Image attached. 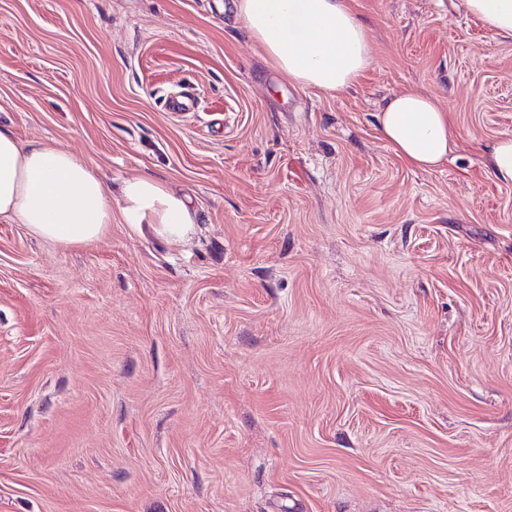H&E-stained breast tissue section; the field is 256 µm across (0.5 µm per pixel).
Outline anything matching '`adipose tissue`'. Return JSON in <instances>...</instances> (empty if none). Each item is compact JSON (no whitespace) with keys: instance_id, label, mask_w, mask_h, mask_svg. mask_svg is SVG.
<instances>
[{"instance_id":"obj_1","label":"adipose tissue","mask_w":512,"mask_h":512,"mask_svg":"<svg viewBox=\"0 0 512 512\" xmlns=\"http://www.w3.org/2000/svg\"><path fill=\"white\" fill-rule=\"evenodd\" d=\"M237 14L272 66L289 81L333 94L354 86L371 64L369 37L349 0H237ZM387 146L408 166L431 170L456 149L448 111L432 96L399 91L376 115ZM170 242L188 239L198 213L188 196L143 174L111 195L95 170L61 145L21 142L0 130V220L63 246L102 240L113 209Z\"/></svg>"}]
</instances>
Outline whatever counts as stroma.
Listing matches in <instances>:
<instances>
[{
  "instance_id": "stroma-1",
  "label": "stroma",
  "mask_w": 512,
  "mask_h": 512,
  "mask_svg": "<svg viewBox=\"0 0 512 512\" xmlns=\"http://www.w3.org/2000/svg\"><path fill=\"white\" fill-rule=\"evenodd\" d=\"M234 3L0 0V129L201 218L71 248L0 221V512H512V38L354 0L372 63L326 94ZM400 90L448 109V163L388 149ZM163 107L167 112L179 114L195 112L197 99L195 94L190 90L185 92L168 93L163 97ZM486 168L495 180L512 184V138H502L491 146Z\"/></svg>"
}]
</instances>
